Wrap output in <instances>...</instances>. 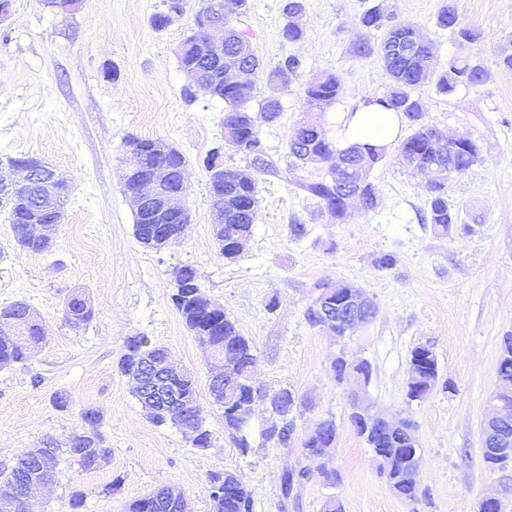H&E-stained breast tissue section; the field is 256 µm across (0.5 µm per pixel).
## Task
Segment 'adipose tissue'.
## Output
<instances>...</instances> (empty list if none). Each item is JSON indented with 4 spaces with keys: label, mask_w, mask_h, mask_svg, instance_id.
Returning a JSON list of instances; mask_svg holds the SVG:
<instances>
[{
    "label": "adipose tissue",
    "mask_w": 512,
    "mask_h": 512,
    "mask_svg": "<svg viewBox=\"0 0 512 512\" xmlns=\"http://www.w3.org/2000/svg\"><path fill=\"white\" fill-rule=\"evenodd\" d=\"M336 121L340 127L337 146L341 149L353 144L387 146L401 131L399 113L374 103H361L337 113Z\"/></svg>",
    "instance_id": "1"
}]
</instances>
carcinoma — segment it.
I'll list each match as a JSON object with an SVG mask.
<instances>
[{"label": "carcinoma", "instance_id": "cac0c4a2", "mask_svg": "<svg viewBox=\"0 0 512 512\" xmlns=\"http://www.w3.org/2000/svg\"><path fill=\"white\" fill-rule=\"evenodd\" d=\"M305 10L304 0H284L282 13L287 19L283 28V36L289 41H296L302 37L303 31L293 18ZM362 26L379 29L384 26V16L377 7L366 10L360 19ZM440 26L453 30L457 37L472 41L478 38L476 31L458 25L454 9L446 6L438 16ZM199 32H194L183 41L185 51L180 58L181 67L199 68L207 87L212 90L215 97L224 100L227 111L224 121L236 125L240 130V138L236 148L249 154L262 151L259 139L260 127L264 124L275 123L282 112V103L276 80L280 69L267 73L270 91L260 101H255L254 92L237 96L231 91L232 77L230 68L224 69V78L218 79L215 75L216 65L211 61L202 59L197 52L196 42ZM418 30L411 26H394L384 36L379 53L385 67L393 76L394 85L384 96L375 100L387 110L400 112L409 122L416 124L414 132L399 145L403 160L422 162L436 156L453 157L460 168H470L478 158L477 146L469 140L457 139L451 145L441 144L433 129L420 123L422 106L413 98L411 90L423 83L428 77L435 74L434 54L431 51H422L414 56L392 57L386 52L388 44L399 41L408 45L414 44ZM437 75V74H435ZM486 80L484 69L456 57L448 59V69L437 75L436 88L441 94H450L459 86L474 87L483 84ZM344 93L340 78L335 74H324L308 82L305 95L308 102L320 109L334 104ZM159 148L141 155L139 163L143 170L150 171L160 164L177 167L186 164L185 157L171 156L162 151L165 147L163 141L158 140ZM289 154L305 166L306 156L316 153L320 156L337 155L335 164L327 176L319 181L305 185L306 190L317 197L322 206L330 210V214L340 221L344 218L349 205L347 197L349 192L359 186L364 197V209L374 211L377 209V197L373 185L369 181L371 171L386 157V149H378L369 145H354L339 154L333 148L326 131L318 124L306 128H299L293 134L289 145ZM219 188L224 191V244L218 245V251L226 260H234L238 254L232 251L231 241L236 236H252L253 225L257 212L249 213L247 209L259 203V182L253 179L243 182L236 177V170L224 169V181ZM427 210L421 220L439 232H446L448 228L458 223V211L448 201L445 184H434L427 190ZM0 206L8 208L13 230L14 242L17 246L33 252H42L49 248L50 241L25 233V226L19 223L20 210L9 201L0 197ZM201 288L197 270L192 266H185L181 270V278L176 283L172 294L173 304L182 318L188 331L195 337L201 346L207 348L215 356L224 352V346H229L234 358L228 360L234 376L233 385L229 388L230 394L237 400L230 403L223 399L214 400V404L223 410L224 425L229 429L239 431L233 436V441L240 452L247 454L251 444L243 429L247 425L255 408L263 404L267 409L282 418H287L293 408L304 402L297 393L290 389H282L273 394L259 397L256 403H251L250 376L252 369L258 362L255 346L238 329L237 324L224 313L208 314L197 305L195 292ZM64 319L69 324H88L94 311L87 299L81 294L71 295L64 303ZM45 340V331L39 322L26 326L25 342H14L5 335H0V367L21 362L26 358L27 344H39ZM124 352L118 360V369L126 376L131 385V391L137 399L147 417L157 425L171 423L188 432V427L200 430V436L195 441L198 448H207L211 444L212 434L203 424L197 409L191 407L186 410L182 419L167 417V410L161 400H153L142 393V372L133 368L134 359L141 361L151 360L158 356L168 354L164 347L152 346L143 336L130 337L125 342ZM408 372L419 373L423 387H436L439 383V370L437 357H426L419 348L410 352ZM497 385L502 388L501 398L506 404L512 406V335L508 334L502 339L501 355L496 368ZM172 385L189 401L196 402L197 389L195 377L189 372H182L171 379ZM351 425L371 449L377 469L390 489L406 502H414L420 491V465L422 448L415 447L412 442L416 436L409 423H404L403 429L391 433L384 426L376 425L366 428L359 425L358 419L350 418ZM100 415L97 410L87 408L81 412V425L69 437L66 448H58L51 441L44 442L42 454L50 461L48 470H43L42 462L23 451L18 455L15 464L10 468L0 469V499L7 497L13 501L14 512H42L41 504L23 497L21 489L29 478L41 473L42 483L48 485L53 480V472L62 455L67 456L83 471L98 468L110 455L111 449L104 446L103 437L99 431ZM263 436L267 441H274L286 447L290 436L288 425L278 427L272 425L267 428ZM336 444V426L330 419L323 420V429L316 434H307L301 440V453L325 456V450ZM219 482L216 490L210 497L213 502V512H251V492L247 486L232 472L220 473L213 477ZM158 492L136 499L128 505L127 512H163V507L157 500Z\"/></svg>", "mask_w": 512, "mask_h": 512}]
</instances>
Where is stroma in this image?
Instances as JSON below:
<instances>
[{
  "label": "stroma",
  "instance_id": "stroma-1",
  "mask_svg": "<svg viewBox=\"0 0 512 512\" xmlns=\"http://www.w3.org/2000/svg\"><path fill=\"white\" fill-rule=\"evenodd\" d=\"M202 5L185 0L183 13L162 29L152 18L166 11L167 0H79L70 11L47 0H10L0 19V157L40 158L70 185L65 222L44 252L15 247L9 213L0 207V308L26 302L46 330L26 361L0 368V468L46 440L65 443L81 411L93 408L112 453L87 472L61 458L52 482L36 492L44 512H69L75 490L83 512H125L164 486L182 491L191 512H212L209 476L224 471L246 484L252 512H322L332 496L344 512H476L491 494L502 495L505 512H512V469L490 472L481 447L501 340L512 333V71L498 64L500 45L512 39V0H305L303 37L295 42L282 35V0H249L245 12L232 14L233 27L266 69L291 55L300 61L297 72L279 80L280 118L259 133L275 169L259 177L251 241L234 261L216 248L203 161L215 148L228 168H246L250 159L223 143L224 101L188 96L191 80L177 55L195 32ZM447 5L461 26L478 31L476 40L439 26ZM373 6L387 25L418 27L434 48L436 68L454 56L488 75L483 85L449 95L431 80L412 92L424 124L479 149L476 163L445 183L461 219L444 234L420 220L432 173L405 167L397 147H388L371 174L379 208L352 207L339 222L304 188L325 177L327 165L299 167L288 151L294 131L311 116L333 139L337 107L389 91L377 51L384 32L360 23ZM361 43L371 53H358ZM327 73L339 76L344 94L318 112L304 89ZM132 136L162 140L186 158L191 221L160 251L133 234V206L121 179ZM295 223L306 225L303 239L290 236ZM385 254L394 256L392 268L378 267ZM186 265L254 343V383L305 397L288 416L289 447L262 440L260 430L273 417L261 405L246 428L251 453L241 454L225 431L223 412L209 395L206 354L171 299ZM339 282L361 288L377 307L371 322L341 341L305 317L317 285ZM76 291L95 312L78 329L62 314ZM131 336L167 347L172 364L194 374L210 447H194L174 425L145 416L117 369ZM421 344L435 352L441 384L412 401L407 359ZM342 352L371 364L368 394L377 409L415 425L423 450L415 502L390 490L350 425V389L331 369ZM60 390L70 396L68 409L53 402ZM324 418L337 426L333 465L341 481L334 486L324 481L319 462L300 451L303 435ZM302 467L308 481L297 496H284V470Z\"/></svg>",
  "mask_w": 512,
  "mask_h": 512
}]
</instances>
